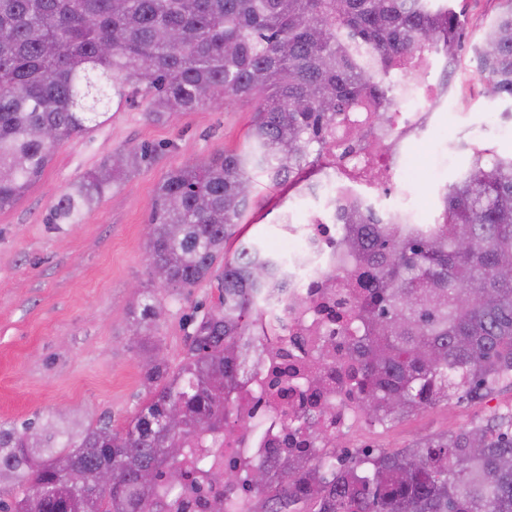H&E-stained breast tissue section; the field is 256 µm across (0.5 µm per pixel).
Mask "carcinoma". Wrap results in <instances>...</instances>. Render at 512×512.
I'll return each mask as SVG.
<instances>
[{"label": "carcinoma", "instance_id": "obj_1", "mask_svg": "<svg viewBox=\"0 0 512 512\" xmlns=\"http://www.w3.org/2000/svg\"><path fill=\"white\" fill-rule=\"evenodd\" d=\"M463 47L449 0H0V211L44 172L60 144L99 123L113 99H150L161 119L247 100L243 144L172 169L156 187L148 253L153 279L188 290L216 280L217 301L187 336L171 372L150 328L157 288L131 313L148 348V395L118 430L103 415L0 423V486L20 488L0 512H158L159 475L186 476L192 441L227 426V395L248 363L261 301L288 282L286 261L241 240L224 247L253 203V175L293 188L325 154L339 117L360 106L381 121L413 73L412 53ZM485 93L512 100V0L472 46ZM151 155L120 152L71 184L50 224H78ZM439 224H384L352 209L340 255L362 270L346 324L364 419L392 424L455 397L482 401L512 384V152L474 154L439 193ZM179 412L181 427L164 420ZM288 425L325 439L313 417ZM179 443L180 453L168 449ZM112 468V488L96 487ZM84 472L78 492L67 474ZM152 478L140 482L142 473ZM259 512H512V406L400 451L344 455L308 470L256 465ZM292 481L284 484L281 474Z\"/></svg>", "mask_w": 512, "mask_h": 512}]
</instances>
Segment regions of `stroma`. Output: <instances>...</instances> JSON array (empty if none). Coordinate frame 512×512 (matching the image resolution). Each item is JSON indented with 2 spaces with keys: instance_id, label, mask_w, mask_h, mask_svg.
Here are the masks:
<instances>
[{
  "instance_id": "35a3bbf8",
  "label": "stroma",
  "mask_w": 512,
  "mask_h": 512,
  "mask_svg": "<svg viewBox=\"0 0 512 512\" xmlns=\"http://www.w3.org/2000/svg\"><path fill=\"white\" fill-rule=\"evenodd\" d=\"M454 5L467 20V48L448 71V117L431 130L429 147H414L408 157L416 199L429 187L455 181L457 164L469 158L462 145L482 141L500 151L512 147V130L490 118L512 108V102L482 93L470 50L498 11L499 0H455ZM252 117L253 106L245 101L167 120L149 117L144 101L122 104L88 134L59 145L39 180L0 211V422L69 412L87 424L105 413L114 428L127 425L146 398V354L128 331V317L139 298L134 285L149 280L144 256L156 187L185 161L202 162L239 147ZM140 145L152 147V157L129 172L81 223H49L52 205L72 183L116 151ZM294 196L256 177L255 204L240 237L285 245L288 233L279 216ZM217 297L212 280L162 295L152 334L171 369H178L185 356L192 316ZM511 404L512 386L505 384L480 402L453 399L387 427L362 424L354 438L392 452Z\"/></svg>"
}]
</instances>
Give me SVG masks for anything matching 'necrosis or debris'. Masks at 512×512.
<instances>
[{
    "mask_svg": "<svg viewBox=\"0 0 512 512\" xmlns=\"http://www.w3.org/2000/svg\"><path fill=\"white\" fill-rule=\"evenodd\" d=\"M444 67L441 55L420 54L418 79L383 124L373 123L363 112L348 113L320 165V178L304 187V195L335 199L340 212L355 209L383 221L394 216L403 224L416 223L414 210L403 200L410 189L403 174L409 147L421 142L448 109L431 80ZM351 122L363 128L362 137L350 136ZM342 230L321 208L310 212L289 240L288 261L295 273L261 308L267 333L248 339L258 362L231 395L233 428L219 441L207 437L193 449L189 475L171 493L168 512H217L215 503L224 497L222 478L229 471L238 477L236 512H257L260 495L249 480L257 462L294 459L309 466L333 455L332 447L312 446L306 434L287 430L285 415L316 416L333 437L360 423L344 367L347 342L342 329L352 301L336 279V240ZM318 368L324 383L315 392L308 376Z\"/></svg>",
    "mask_w": 512,
    "mask_h": 512,
    "instance_id": "obj_1",
    "label": "necrosis or debris"
}]
</instances>
